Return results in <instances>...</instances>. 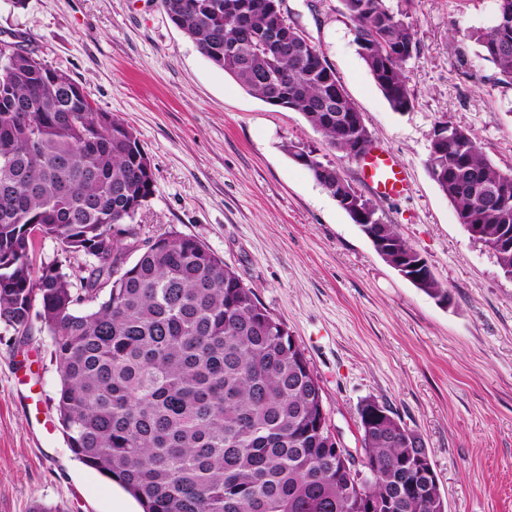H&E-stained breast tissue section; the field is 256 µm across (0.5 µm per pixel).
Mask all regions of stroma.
Segmentation results:
<instances>
[{
    "label": "stroma",
    "mask_w": 512,
    "mask_h": 512,
    "mask_svg": "<svg viewBox=\"0 0 512 512\" xmlns=\"http://www.w3.org/2000/svg\"><path fill=\"white\" fill-rule=\"evenodd\" d=\"M417 33L405 64L412 111H393L357 52L340 0H285L291 25L323 53L376 146L407 172L382 197L361 164L328 148L297 111L249 94L204 57L160 0H0L16 33L70 73L98 111L125 122L148 153L155 191L141 237L192 236L224 259L282 319L324 393L327 424L357 448V410L373 398L423 438L448 512H512V278L474 241L427 169L440 124L474 134L512 170V85L466 31L493 24L496 0H387ZM336 167L384 224L429 262L442 304L374 250L336 200L283 149ZM51 339L25 343L0 324V512L33 502L60 512H134L135 502L79 462L53 400Z\"/></svg>",
    "instance_id": "stroma-1"
}]
</instances>
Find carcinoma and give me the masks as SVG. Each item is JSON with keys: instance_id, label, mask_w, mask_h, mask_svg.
<instances>
[{"instance_id": "cac0c4a2", "label": "carcinoma", "mask_w": 512, "mask_h": 512, "mask_svg": "<svg viewBox=\"0 0 512 512\" xmlns=\"http://www.w3.org/2000/svg\"><path fill=\"white\" fill-rule=\"evenodd\" d=\"M268 0H161L169 19L248 93L304 115L326 145L351 156L336 112L362 119L317 46L266 10ZM377 87L397 112L414 108L404 64L416 33L386 0H341ZM288 35V59L264 42ZM512 85V0L470 33ZM430 177L458 221L481 224L494 246L512 230V171L475 137L448 128ZM329 193L342 175L308 167ZM499 191L481 203L470 185ZM154 192L134 131L91 104L68 72L34 51L0 44V324L50 336L60 377L56 411L72 453L117 482L143 512H445L420 458L423 439L386 405L359 421L362 453L327 445L323 390L286 323L197 239L169 232L139 241L129 228ZM373 231L397 253L422 256L391 224ZM51 238L88 258L76 288L53 262ZM136 255L130 259V255Z\"/></svg>"}]
</instances>
